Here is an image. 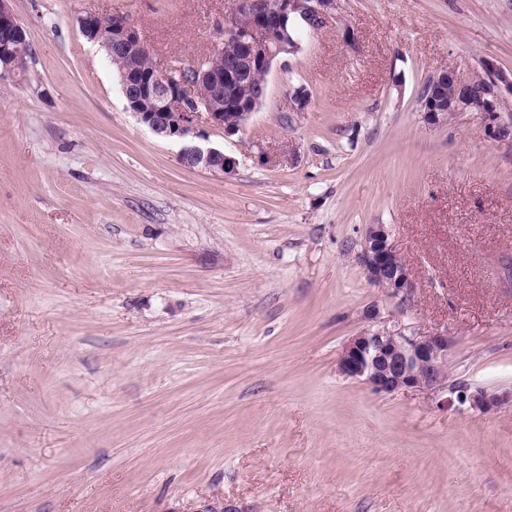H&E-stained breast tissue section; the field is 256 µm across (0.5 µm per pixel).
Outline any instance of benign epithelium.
<instances>
[{
  "mask_svg": "<svg viewBox=\"0 0 512 512\" xmlns=\"http://www.w3.org/2000/svg\"><path fill=\"white\" fill-rule=\"evenodd\" d=\"M237 18L249 23L239 28L222 19L214 23L217 34L233 39L238 55L224 67H212L199 60L187 68H173L153 55L136 26L122 14L112 15L108 23L103 17L87 12L78 17V31L87 40L99 44L106 53L123 60L120 71L122 93L137 121L156 136L180 144L182 163L217 175L234 171L236 161L224 149L209 142L199 120L224 129L229 137L243 129L267 93L262 87L252 102L238 104L237 111L224 114V87L239 84L246 70L270 71L283 55L297 50L287 45L282 21L294 13L315 32L335 16L336 0H234ZM28 44L26 28L11 7V0H0V68L22 71L18 48ZM489 77L487 90L480 96L471 94L472 79H464L449 68L431 78L432 88L451 82L455 93L443 97L432 93L424 103L429 121L449 119L459 112H478L483 116L484 136L504 141L502 131L507 121L500 112V90L512 89V71L499 68L493 61L482 64ZM206 85L212 97L202 101L197 88ZM359 261L370 283L384 288L394 297L406 298L413 283L407 265L396 252L384 224L370 225L359 254ZM452 341L445 334L419 336L401 328L368 326L351 337L338 359L340 373L364 382L376 393L422 388L441 390L448 387L446 367ZM470 407L487 413L511 400L512 395H487L482 392L461 395ZM166 512H257L253 504L214 496L197 504H189Z\"/></svg>",
  "mask_w": 512,
  "mask_h": 512,
  "instance_id": "benign-epithelium-1",
  "label": "benign epithelium"
}]
</instances>
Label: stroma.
<instances>
[{
  "label": "stroma",
  "instance_id": "1",
  "mask_svg": "<svg viewBox=\"0 0 512 512\" xmlns=\"http://www.w3.org/2000/svg\"><path fill=\"white\" fill-rule=\"evenodd\" d=\"M0 73V512H512V143L418 96L446 68L512 70V0H338L274 63L219 176L130 113L78 17L122 13L190 64L233 0H11ZM355 42H346L344 30ZM304 87L307 111L289 94ZM386 225L400 300L358 260ZM379 325L451 337L450 389L377 394L344 344ZM11 0L0 1V68L22 71L20 46L28 45L26 28L14 12ZM460 397L461 399H464L463 403H466L468 401L472 409L478 410L482 413L490 412L491 410L497 408L501 404H504L509 400L512 401V393L510 396L508 394L500 396L487 395L482 392H477L471 395L461 394ZM253 504H244L242 502L228 499L225 496H213L197 504H189L174 509H168L165 512H257Z\"/></svg>",
  "mask_w": 512,
  "mask_h": 512
}]
</instances>
